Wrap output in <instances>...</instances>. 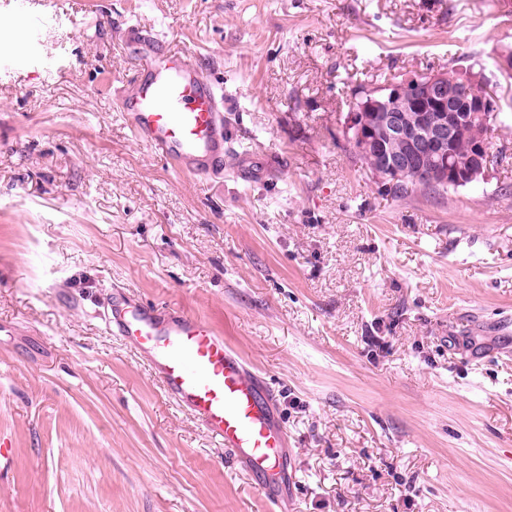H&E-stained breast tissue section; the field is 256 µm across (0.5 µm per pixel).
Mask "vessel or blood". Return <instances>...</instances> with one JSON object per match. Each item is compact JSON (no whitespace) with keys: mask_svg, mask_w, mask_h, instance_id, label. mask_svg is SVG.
<instances>
[{"mask_svg":"<svg viewBox=\"0 0 512 512\" xmlns=\"http://www.w3.org/2000/svg\"><path fill=\"white\" fill-rule=\"evenodd\" d=\"M140 64L121 102L137 141L177 171L199 177L224 171V93L188 55L150 31H126ZM106 326L147 360L177 406L258 478L271 512H288V433L264 379L197 315L127 298Z\"/></svg>","mask_w":512,"mask_h":512,"instance_id":"1","label":"vessel or blood"}]
</instances>
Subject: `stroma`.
I'll return each instance as SVG.
<instances>
[{"label": "stroma", "instance_id": "stroma-1", "mask_svg": "<svg viewBox=\"0 0 512 512\" xmlns=\"http://www.w3.org/2000/svg\"><path fill=\"white\" fill-rule=\"evenodd\" d=\"M136 24L224 89L245 176L176 172L118 112ZM512 0H0V512H266L106 327L211 321L274 393L288 512H512ZM481 58L484 182L395 197L361 85Z\"/></svg>", "mask_w": 512, "mask_h": 512}]
</instances>
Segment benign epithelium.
<instances>
[{
	"label": "benign epithelium",
	"mask_w": 512,
	"mask_h": 512,
	"mask_svg": "<svg viewBox=\"0 0 512 512\" xmlns=\"http://www.w3.org/2000/svg\"><path fill=\"white\" fill-rule=\"evenodd\" d=\"M446 73H431L410 77L406 82L388 84L368 92L360 108L348 113L347 131L350 141L362 156L371 159L374 173L382 179H405L431 163L430 178L443 183L452 177L459 183L478 182L487 175L492 126L490 114L497 106L492 98L477 91L482 78L468 76L461 91L448 97ZM435 107L423 113V119L411 123L406 107ZM480 118L473 152L459 162L448 153L456 126ZM396 141L401 150L387 151L385 142Z\"/></svg>",
	"instance_id": "obj_1"
}]
</instances>
